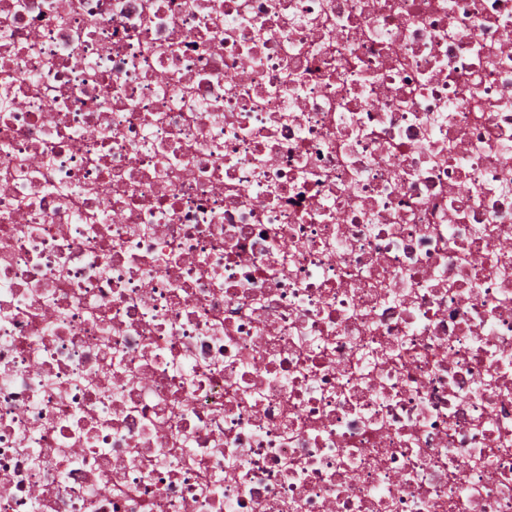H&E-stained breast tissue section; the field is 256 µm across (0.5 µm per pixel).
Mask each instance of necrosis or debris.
I'll use <instances>...</instances> for the list:
<instances>
[{
	"label": "necrosis or debris",
	"instance_id": "4bbe7bcc",
	"mask_svg": "<svg viewBox=\"0 0 512 512\" xmlns=\"http://www.w3.org/2000/svg\"><path fill=\"white\" fill-rule=\"evenodd\" d=\"M0 512H512V0H0Z\"/></svg>",
	"mask_w": 512,
	"mask_h": 512
}]
</instances>
